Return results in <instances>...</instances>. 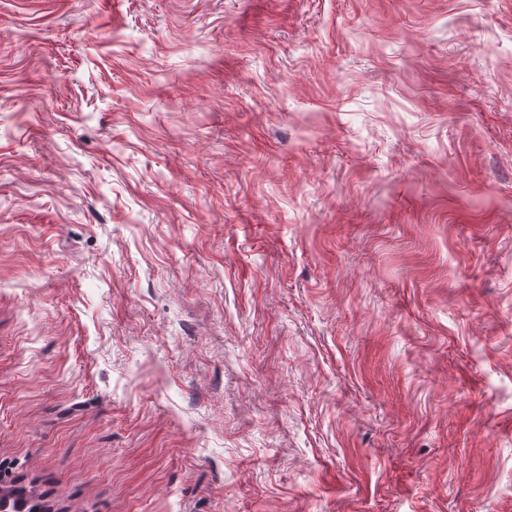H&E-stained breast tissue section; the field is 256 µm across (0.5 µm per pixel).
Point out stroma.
Here are the masks:
<instances>
[{"label": "stroma", "mask_w": 512, "mask_h": 512, "mask_svg": "<svg viewBox=\"0 0 512 512\" xmlns=\"http://www.w3.org/2000/svg\"><path fill=\"white\" fill-rule=\"evenodd\" d=\"M0 465L512 512V0H0Z\"/></svg>", "instance_id": "stroma-1"}]
</instances>
